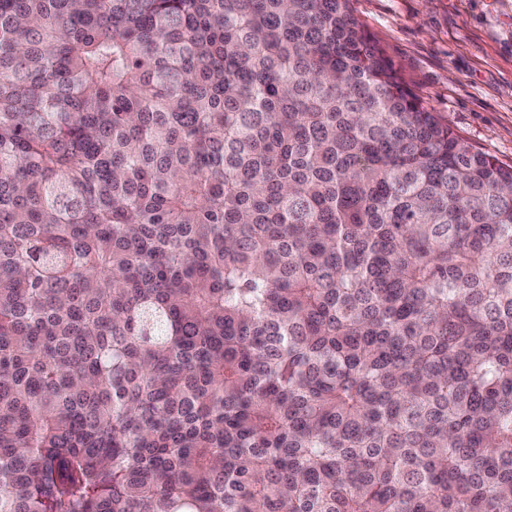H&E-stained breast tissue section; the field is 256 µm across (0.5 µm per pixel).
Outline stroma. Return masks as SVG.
<instances>
[{"label":"stroma","mask_w":512,"mask_h":512,"mask_svg":"<svg viewBox=\"0 0 512 512\" xmlns=\"http://www.w3.org/2000/svg\"><path fill=\"white\" fill-rule=\"evenodd\" d=\"M412 94L512 166V0H351Z\"/></svg>","instance_id":"stroma-1"}]
</instances>
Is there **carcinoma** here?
<instances>
[{"label": "carcinoma", "instance_id": "cac0c4a2", "mask_svg": "<svg viewBox=\"0 0 512 512\" xmlns=\"http://www.w3.org/2000/svg\"><path fill=\"white\" fill-rule=\"evenodd\" d=\"M0 512H512V166L350 0H0Z\"/></svg>", "mask_w": 512, "mask_h": 512}]
</instances>
